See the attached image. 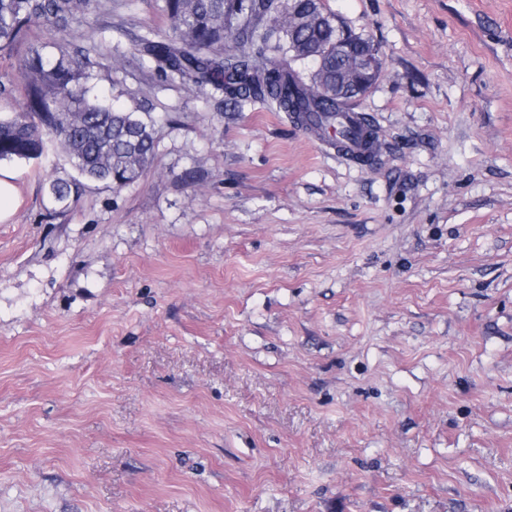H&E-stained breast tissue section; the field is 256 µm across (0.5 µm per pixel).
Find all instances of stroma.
I'll list each match as a JSON object with an SVG mask.
<instances>
[{
	"instance_id": "stroma-1",
	"label": "stroma",
	"mask_w": 512,
	"mask_h": 512,
	"mask_svg": "<svg viewBox=\"0 0 512 512\" xmlns=\"http://www.w3.org/2000/svg\"><path fill=\"white\" fill-rule=\"evenodd\" d=\"M64 31L151 116L55 215L0 164V512H512V0H321L373 41L369 163L143 64L163 0ZM14 177L0 171V222L11 218L17 203V187Z\"/></svg>"
}]
</instances>
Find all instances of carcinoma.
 Segmentation results:
<instances>
[{
  "instance_id": "carcinoma-1",
  "label": "carcinoma",
  "mask_w": 512,
  "mask_h": 512,
  "mask_svg": "<svg viewBox=\"0 0 512 512\" xmlns=\"http://www.w3.org/2000/svg\"><path fill=\"white\" fill-rule=\"evenodd\" d=\"M303 5L324 21L309 27L307 46L323 65L336 68V42L355 47L373 42L345 33L323 16L319 0H163L173 37L139 39L142 60L164 81L185 86L212 84L225 100L271 101L298 120L305 115L320 128H336V113L351 100L311 93L321 72L288 46V23L280 17ZM98 8L95 0H0V54L20 58L25 109L0 115V162L62 156L76 175L48 182L52 212L76 207L89 183L123 188L155 159L151 123L135 110L113 107L89 85L95 62L90 52L58 43L51 52L29 42L31 26L45 21L64 31L79 14Z\"/></svg>"
}]
</instances>
